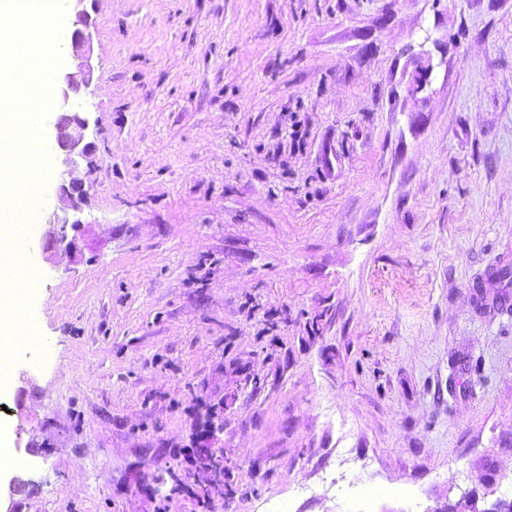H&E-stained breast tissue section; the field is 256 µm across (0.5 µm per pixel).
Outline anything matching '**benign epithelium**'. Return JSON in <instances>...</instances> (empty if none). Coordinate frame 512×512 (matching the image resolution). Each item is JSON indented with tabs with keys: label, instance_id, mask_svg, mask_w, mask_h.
I'll return each mask as SVG.
<instances>
[{
	"label": "benign epithelium",
	"instance_id": "benign-epithelium-1",
	"mask_svg": "<svg viewBox=\"0 0 512 512\" xmlns=\"http://www.w3.org/2000/svg\"><path fill=\"white\" fill-rule=\"evenodd\" d=\"M92 21L87 9L77 12V20L73 23L70 36V48L74 61V71L64 72L56 78V89L59 94L60 109L64 115L56 126L55 144L58 160V178L55 183L57 198L68 202L72 211L77 212L90 193V186L73 177L77 167V159L88 158V145L83 143L84 131L90 125L88 113L74 110L70 105L72 94L81 87H86L93 79L94 68L86 46L91 39ZM82 222L70 219L53 211L45 222L42 235V252L59 248L69 252L77 249L76 233L80 232ZM220 434L217 428L208 430L205 440L200 444V456L209 460L211 467L203 473L204 481L209 486L221 482V475L215 471V464L221 457V451L212 447V441ZM32 485L19 475L0 474V512H21V499L24 488Z\"/></svg>",
	"mask_w": 512,
	"mask_h": 512
}]
</instances>
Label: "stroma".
I'll use <instances>...</instances> for the list:
<instances>
[{
	"label": "stroma",
	"mask_w": 512,
	"mask_h": 512,
	"mask_svg": "<svg viewBox=\"0 0 512 512\" xmlns=\"http://www.w3.org/2000/svg\"><path fill=\"white\" fill-rule=\"evenodd\" d=\"M91 17L79 252L28 246L45 357L0 389V421L38 446L13 451L22 512L511 498L512 309L473 294L512 262V0ZM216 418L224 486L204 501Z\"/></svg>",
	"instance_id": "1"
}]
</instances>
